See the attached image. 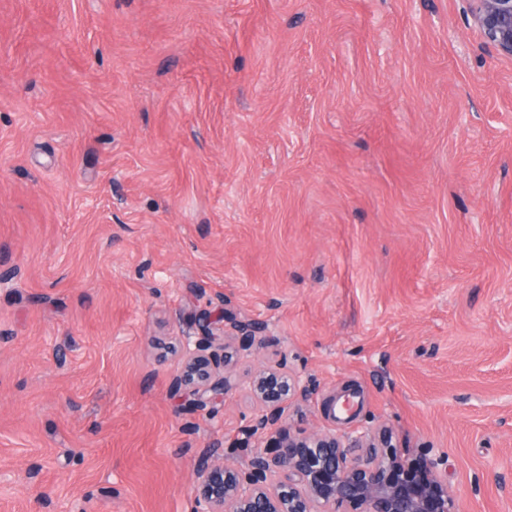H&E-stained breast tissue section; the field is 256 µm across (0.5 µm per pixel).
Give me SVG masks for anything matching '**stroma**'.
<instances>
[{
	"instance_id": "35a3bbf8",
	"label": "stroma",
	"mask_w": 512,
	"mask_h": 512,
	"mask_svg": "<svg viewBox=\"0 0 512 512\" xmlns=\"http://www.w3.org/2000/svg\"><path fill=\"white\" fill-rule=\"evenodd\" d=\"M466 7L0 0V512H193L266 444L265 367L291 431L512 512V58ZM221 309L269 341L195 408Z\"/></svg>"
}]
</instances>
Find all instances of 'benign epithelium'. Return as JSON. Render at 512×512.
<instances>
[{
	"mask_svg": "<svg viewBox=\"0 0 512 512\" xmlns=\"http://www.w3.org/2000/svg\"><path fill=\"white\" fill-rule=\"evenodd\" d=\"M473 25L502 55L512 57V0H470ZM241 349L262 344L263 329L250 321H234ZM212 346L206 331L195 344L192 361L208 368L204 384L193 392L192 406H205L237 390L231 375L209 368L222 358L203 352ZM251 391L260 404L252 432L272 430L267 446L246 465L205 463L193 485L195 512H336L352 505L360 512H460L457 498L439 468L441 459H408L389 446L370 456H351L350 444L332 432L293 433L285 425L283 403L305 392L287 374L262 369Z\"/></svg>",
	"mask_w": 512,
	"mask_h": 512,
	"instance_id": "1",
	"label": "benign epithelium"
}]
</instances>
